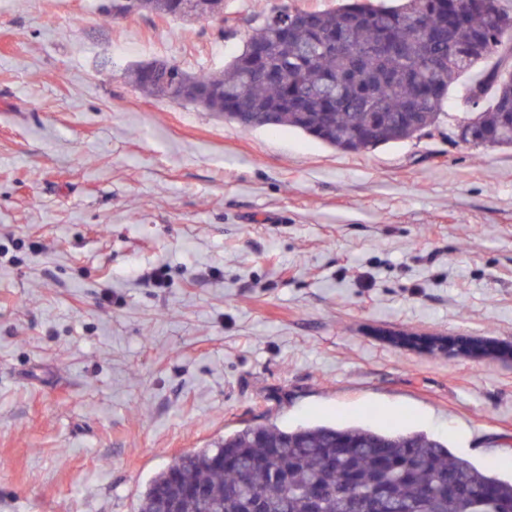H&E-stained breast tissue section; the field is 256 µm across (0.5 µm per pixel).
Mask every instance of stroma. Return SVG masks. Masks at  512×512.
<instances>
[{"instance_id": "35a3bbf8", "label": "stroma", "mask_w": 512, "mask_h": 512, "mask_svg": "<svg viewBox=\"0 0 512 512\" xmlns=\"http://www.w3.org/2000/svg\"><path fill=\"white\" fill-rule=\"evenodd\" d=\"M339 4L224 0L219 27L0 0V512H137L265 421L398 420L512 477V149L459 139L466 79L421 136L345 154L125 77L223 69L271 10Z\"/></svg>"}]
</instances>
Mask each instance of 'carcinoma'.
I'll return each instance as SVG.
<instances>
[{
  "mask_svg": "<svg viewBox=\"0 0 512 512\" xmlns=\"http://www.w3.org/2000/svg\"><path fill=\"white\" fill-rule=\"evenodd\" d=\"M177 0H124L115 8L190 21ZM466 89L473 115L459 123L474 146L512 147V14L500 0H343L325 12L266 15L222 72L193 74L160 60L169 80L215 94L186 104L238 122L244 103L346 153H366L435 125L454 80L488 58ZM361 424L296 428L247 425L212 448L181 456L155 476L139 512H163L172 481L202 497L178 512H461V498L512 508V482L453 455L448 441L420 431Z\"/></svg>",
  "mask_w": 512,
  "mask_h": 512,
  "instance_id": "obj_1",
  "label": "carcinoma"
}]
</instances>
